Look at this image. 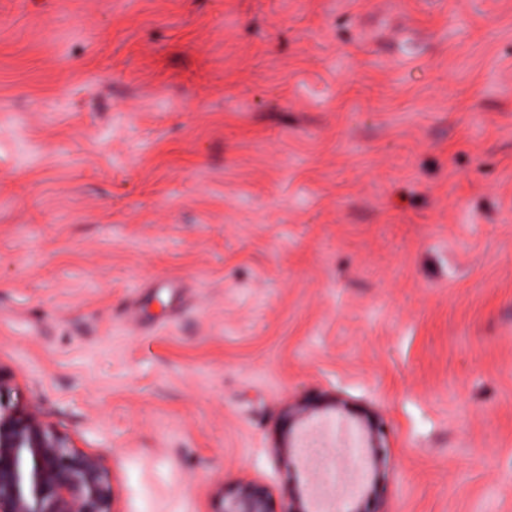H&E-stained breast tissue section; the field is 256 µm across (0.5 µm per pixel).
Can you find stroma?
<instances>
[{
  "mask_svg": "<svg viewBox=\"0 0 512 512\" xmlns=\"http://www.w3.org/2000/svg\"><path fill=\"white\" fill-rule=\"evenodd\" d=\"M0 371L112 512H512V0H0ZM353 439V445L350 450L356 460H365L371 458V464L374 468H378L382 464V457L374 456L375 448H380L382 444L383 432L379 426L372 422H368L367 433H360L355 430H345ZM218 512H274L268 490L255 483H246L224 494V504Z\"/></svg>",
  "mask_w": 512,
  "mask_h": 512,
  "instance_id": "35a3bbf8",
  "label": "stroma"
}]
</instances>
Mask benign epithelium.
<instances>
[{
  "label": "benign epithelium",
  "mask_w": 512,
  "mask_h": 512,
  "mask_svg": "<svg viewBox=\"0 0 512 512\" xmlns=\"http://www.w3.org/2000/svg\"><path fill=\"white\" fill-rule=\"evenodd\" d=\"M5 378L0 370V512H111L112 488L100 461L74 449L40 417L3 401ZM322 405L304 400L288 407L286 420L294 422ZM353 445L336 461L346 472L351 458L371 460L381 447L383 432L370 422L367 433L349 431ZM218 512H273L268 490L246 483L224 495Z\"/></svg>",
  "instance_id": "obj_1"
}]
</instances>
